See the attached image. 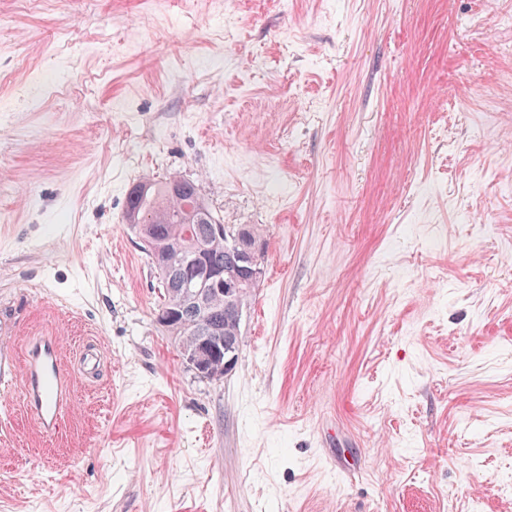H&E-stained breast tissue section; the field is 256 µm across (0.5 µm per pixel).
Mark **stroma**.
I'll use <instances>...</instances> for the list:
<instances>
[{"label":"stroma","instance_id":"1","mask_svg":"<svg viewBox=\"0 0 512 512\" xmlns=\"http://www.w3.org/2000/svg\"><path fill=\"white\" fill-rule=\"evenodd\" d=\"M177 174L263 273L232 371L160 325L129 188ZM0 512H512V0H0ZM17 373L27 413L41 434L54 435L74 398L73 375L63 362L59 339L44 336L29 341L19 370L12 362L0 364V384H12Z\"/></svg>","mask_w":512,"mask_h":512}]
</instances>
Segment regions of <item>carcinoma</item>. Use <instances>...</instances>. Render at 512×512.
<instances>
[{
	"instance_id": "carcinoma-1",
	"label": "carcinoma",
	"mask_w": 512,
	"mask_h": 512,
	"mask_svg": "<svg viewBox=\"0 0 512 512\" xmlns=\"http://www.w3.org/2000/svg\"><path fill=\"white\" fill-rule=\"evenodd\" d=\"M125 223L132 231L151 239L154 247L148 256L155 271L174 266L177 281L158 276L164 290L162 311L173 316L167 332L175 337L178 348H188L201 337L200 329L222 333L233 351L239 350V312L247 305L253 285L242 280L243 263L235 247L239 233L262 246L264 240L255 224L224 226V235L209 232L216 223L208 204L196 185L184 178L171 176L163 182H140L127 193ZM223 272L226 280H239V290L227 294L213 291L202 312L188 309L192 284L199 266Z\"/></svg>"
}]
</instances>
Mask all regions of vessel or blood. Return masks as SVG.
<instances>
[{"mask_svg": "<svg viewBox=\"0 0 512 512\" xmlns=\"http://www.w3.org/2000/svg\"><path fill=\"white\" fill-rule=\"evenodd\" d=\"M21 381L25 408L39 432L54 435L70 409L73 398V376L62 358L59 339L44 336L28 342L22 367L0 364V384Z\"/></svg>", "mask_w": 512, "mask_h": 512, "instance_id": "obj_1", "label": "vessel or blood"}]
</instances>
